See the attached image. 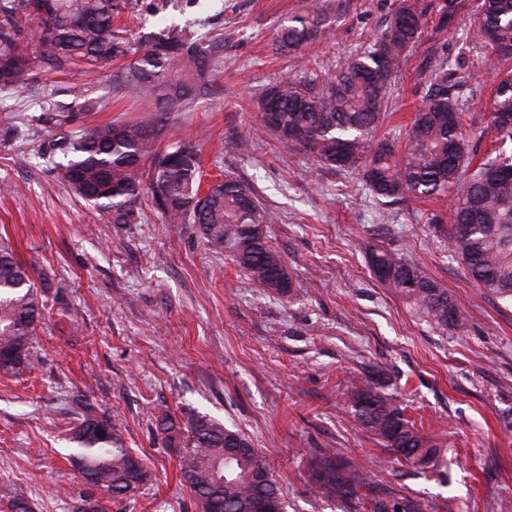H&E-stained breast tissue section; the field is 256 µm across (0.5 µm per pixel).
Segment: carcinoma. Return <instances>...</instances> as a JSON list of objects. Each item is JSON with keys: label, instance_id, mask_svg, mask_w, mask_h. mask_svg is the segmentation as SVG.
Wrapping results in <instances>:
<instances>
[{"label": "carcinoma", "instance_id": "obj_1", "mask_svg": "<svg viewBox=\"0 0 512 512\" xmlns=\"http://www.w3.org/2000/svg\"><path fill=\"white\" fill-rule=\"evenodd\" d=\"M34 0H0V88L20 91L42 68L63 69L78 62L108 64L129 53V43L113 30L116 0H51L48 18L30 13ZM446 0L440 17L429 21L412 0H399L384 32L373 46L351 56L319 91L281 80L271 98L272 131L290 150L303 149L324 166L355 171L378 199L420 201L449 193L454 205L448 232L449 251L471 280L504 302L512 303V155L499 152L475 162L473 144L487 130L494 139L512 141V71L495 73L490 124L478 129L458 103L466 86L481 74L442 62L432 71L423 104L414 113L404 140L376 139L387 117L393 79L409 50L427 28L444 33L457 10ZM37 19L38 49L20 44L23 23ZM318 18L298 16L282 26L276 42L296 48L323 33ZM475 35L496 52L512 47V0H481ZM146 50L114 75L113 94H130L153 105L155 121L115 120L106 126L83 124L62 133L54 152L71 191L109 214L112 224H138L140 198L151 195L155 208L171 224L192 222L211 244L224 248L254 284L286 294L291 279L281 255L267 238V215L253 191L234 178L202 190L201 158L196 141L180 138L162 145L171 118L190 111L208 93L203 79L215 63L205 48L169 26L145 36ZM379 282L400 298L411 314L438 335L464 327L448 289L422 266L378 244L367 248ZM46 303L7 240L0 239V374L20 379L30 369V349ZM371 379L354 391L356 418L385 447L405 462L427 469L439 453L435 439L403 414L396 399ZM157 430L177 456L182 481L201 512L217 501L223 512H281L280 489L267 457L242 432L206 415L182 421L160 419ZM73 460L85 483L115 499L130 498L150 477L147 463L127 448L112 418L85 413L72 428ZM320 488L328 496L348 497L369 512H424L416 500L391 505L358 494L370 485L361 465L338 468L333 451L312 462Z\"/></svg>", "mask_w": 512, "mask_h": 512}]
</instances>
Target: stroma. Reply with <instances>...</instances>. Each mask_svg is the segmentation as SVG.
<instances>
[{
	"label": "stroma",
	"mask_w": 512,
	"mask_h": 512,
	"mask_svg": "<svg viewBox=\"0 0 512 512\" xmlns=\"http://www.w3.org/2000/svg\"><path fill=\"white\" fill-rule=\"evenodd\" d=\"M397 2L121 0L115 25L133 56L141 31L171 23L218 46L210 95L169 129L199 138L203 184L231 177L255 191L288 267L284 295L255 285L195 225L167 223L150 198L142 223L118 225L71 192L52 151L60 133L148 117L144 102L113 95L119 64L39 70L25 91H0V124L11 125L0 131V237L48 297L31 372L0 375V512L17 487L33 512H81L88 488L70 460V432L88 406L115 420L152 473L134 500L100 496L105 512H200L155 433L157 416L192 410L242 430L271 458L287 512H354L311 479L325 448L337 463L368 465L376 495L391 503L512 512V306L451 258L448 197L379 204L356 173L320 167L261 125L271 86L288 77L319 88L372 46ZM478 3L462 0L447 31L412 50L379 136H403L439 63L512 69V55L473 41ZM306 14L327 36L278 47L280 26ZM228 140L236 150L225 151ZM371 241L440 281L464 328L439 336L413 318L371 272ZM372 375L439 441L431 470L407 465L357 421L350 392Z\"/></svg>",
	"instance_id": "obj_1"
}]
</instances>
